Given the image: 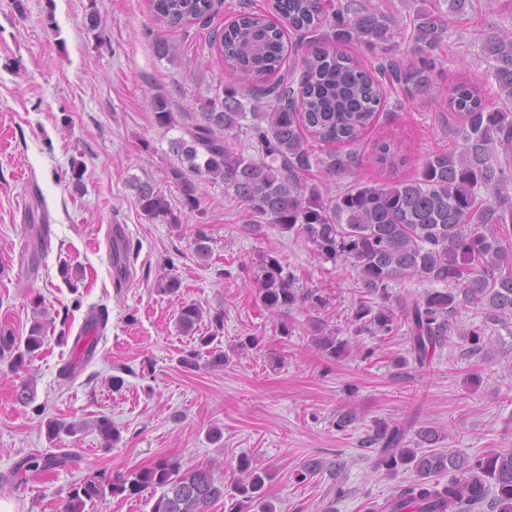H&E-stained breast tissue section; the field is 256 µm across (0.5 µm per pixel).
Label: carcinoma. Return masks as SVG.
I'll return each mask as SVG.
<instances>
[{"label": "carcinoma", "mask_w": 512, "mask_h": 512, "mask_svg": "<svg viewBox=\"0 0 512 512\" xmlns=\"http://www.w3.org/2000/svg\"><path fill=\"white\" fill-rule=\"evenodd\" d=\"M155 13L168 27L191 20H207L213 0H153ZM293 31L306 48L300 75L286 72L270 84L271 75L282 70L287 48L284 37ZM444 27L433 12H419L413 23L414 56L385 58L372 72L360 59L344 50L329 51L326 40L340 45L377 47L398 35L395 21L372 10L363 0H340L326 8L322 0H268L264 13H243L212 35L210 46L230 67L233 82L224 96L208 98L200 111L187 114L179 123L171 111L168 94L151 97L155 122L164 128L177 125L183 136L172 141L181 166L170 171L181 191L183 206L197 209V185L186 177L191 171L207 180H221L225 191L246 207L257 224H271L303 238L316 256L334 264L352 267L365 295L353 303L348 322L350 337L332 330L322 333V323L312 322L320 333L316 350L336 359L350 350L363 358L359 336H393L408 326V353L422 366L436 350L456 335L470 343L468 353L481 354L484 332L458 325L459 309L474 307L498 322L512 316V205H483L477 191L493 185L506 189L512 172L502 166L495 149L512 156V110H490L480 92L479 81L457 85L450 108L457 117L463 147L460 153L438 151L429 155L416 176L393 180L383 186L359 184L323 198L316 187L307 186L304 175L317 167L328 177L345 173L355 162L352 152L333 149L353 146L384 102L387 84L410 83L419 91L429 87L434 66L433 51L442 40ZM493 61V77L504 102L512 101V33L491 34L483 44ZM266 99V109L253 113L260 123L252 126L260 158L234 151L231 133L247 118L241 97ZM332 146L325 156L316 154L309 140ZM378 162L395 170L401 159L382 142ZM140 211L150 221L180 225L162 191L149 183L134 184ZM256 302L268 312L286 318L295 310H321L329 298L296 286L272 253L259 256ZM416 278L431 284L423 293L402 302L399 310L386 305L391 284ZM202 310L195 304L180 308L177 326L194 337L197 347L182 353L178 365L197 368L201 350L208 365L220 368L228 361L214 345L224 330V313L210 320L213 330L199 333ZM47 326L31 323L26 336L0 330V357L10 358L19 370L45 343ZM96 429L108 448L121 441V431L106 416ZM49 441L75 433L74 426L58 419L46 423ZM407 428L398 423L375 422L366 444L380 448L379 464L394 476L411 471L416 480L396 485L384 503L371 512H512V448L470 459L457 449L419 452L405 445ZM68 456L22 459L17 469L48 471L63 467ZM239 477L231 489L214 477L208 467L183 466L161 457L130 475L108 477L97 473L73 485L63 512H86L89 504L111 494L135 496L149 489H162L153 512H210L226 498L228 512H275L265 499L266 473L252 467L247 456L237 464ZM448 474L445 484L434 478Z\"/></svg>", "instance_id": "carcinoma-1"}]
</instances>
